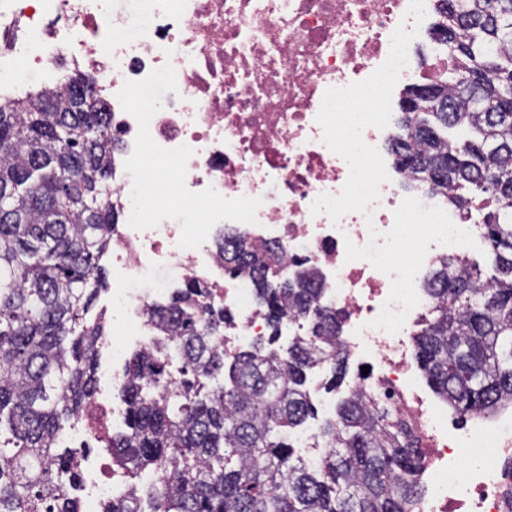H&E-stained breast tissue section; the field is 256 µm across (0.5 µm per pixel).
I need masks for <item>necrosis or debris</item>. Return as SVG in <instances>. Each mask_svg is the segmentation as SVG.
I'll return each mask as SVG.
<instances>
[{
    "instance_id": "4bbe7bcc",
    "label": "necrosis or debris",
    "mask_w": 512,
    "mask_h": 512,
    "mask_svg": "<svg viewBox=\"0 0 512 512\" xmlns=\"http://www.w3.org/2000/svg\"><path fill=\"white\" fill-rule=\"evenodd\" d=\"M409 0H0V91H53L77 72L94 75L122 150L112 160L118 222L105 254L112 266V362L150 347V307L186 282L207 285L233 324L217 347L233 352L268 328L251 278L230 275L222 245L232 234L262 249L275 243L288 270L318 268L323 301L341 317L340 348L370 369L367 383L408 425L423 490L413 512H512V412L448 419L447 404L420 388L414 342L432 300L425 280L438 257L467 259L464 246L430 245L415 279L420 303L397 333L373 328L391 279L346 258L386 233L404 197L445 208L480 237L486 200L468 211L424 187H408L389 149L391 129L366 128L389 180L371 215L339 221L312 214L339 194L344 159L322 141L316 117L327 89L367 79L388 57ZM447 48L409 58L393 89L447 72ZM173 166L166 195L145 177L147 160Z\"/></svg>"
}]
</instances>
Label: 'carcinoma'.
Returning <instances> with one entry per match:
<instances>
[{"label":"carcinoma","mask_w":512,"mask_h":512,"mask_svg":"<svg viewBox=\"0 0 512 512\" xmlns=\"http://www.w3.org/2000/svg\"><path fill=\"white\" fill-rule=\"evenodd\" d=\"M436 11L464 70L428 84L445 111L402 113L389 147L401 171L429 174L458 205L495 200L481 231L496 275L483 282L439 259L432 318L415 338L434 393L485 415L512 406V0H441ZM92 84L79 73L49 98L0 100V512H80L79 450H59L61 421L97 391L104 319L90 312L117 221L107 181L120 147L110 113L86 103ZM224 260L255 282L269 336L224 356L213 346L224 309L194 281L151 311L179 338L182 366L168 369L165 338L126 364L125 430L109 447L127 489L104 512H411L416 449L367 389L349 391L321 428L319 468L288 443L316 415L309 371L327 365L336 380L347 367L318 270L288 277L237 237ZM299 317L308 338L282 358L280 327Z\"/></svg>","instance_id":"carcinoma-1"}]
</instances>
